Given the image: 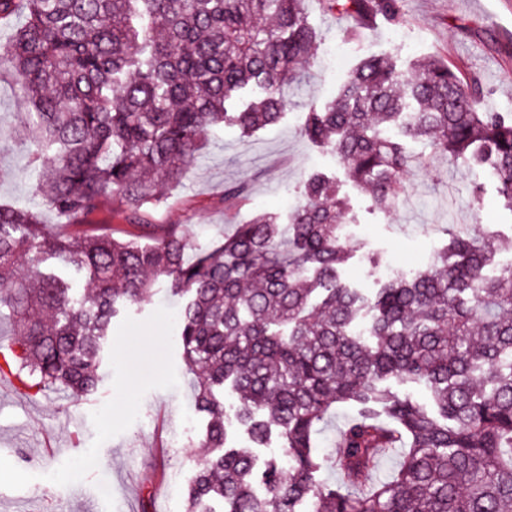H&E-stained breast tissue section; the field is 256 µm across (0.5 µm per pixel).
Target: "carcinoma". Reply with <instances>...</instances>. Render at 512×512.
<instances>
[{"label": "carcinoma", "instance_id": "1", "mask_svg": "<svg viewBox=\"0 0 512 512\" xmlns=\"http://www.w3.org/2000/svg\"><path fill=\"white\" fill-rule=\"evenodd\" d=\"M323 2L354 20L348 38L402 18L399 0ZM301 3L0 0L1 17H26L0 57L29 104L21 140L42 205L80 227L113 202L132 222L185 177L210 129L251 135L293 105L306 109L301 135L330 148L379 209L399 204L402 176L421 163L412 140L433 157L490 163L512 210V118L484 111L478 84L438 57L410 73L370 53L319 108L301 67L317 39ZM246 197V185L224 186V201ZM345 214L322 174L290 223L258 213L215 249L176 227L147 243L104 230L51 237L38 211L0 204V316L17 336L4 365L27 389L95 395L114 320L164 283L184 298L180 344L215 452L185 512H301L307 501L309 512H512V266L488 268L500 244L450 225L430 266L369 297L341 279ZM69 273L84 275L83 291ZM395 384L425 387L433 409ZM226 385L244 446H227ZM339 404L356 416L326 457L317 434ZM274 433L288 467L273 458L259 471L253 449ZM324 467L339 479L318 482Z\"/></svg>", "mask_w": 512, "mask_h": 512}]
</instances>
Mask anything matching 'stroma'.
<instances>
[{"mask_svg": "<svg viewBox=\"0 0 512 512\" xmlns=\"http://www.w3.org/2000/svg\"><path fill=\"white\" fill-rule=\"evenodd\" d=\"M404 21L379 24L344 39V19L322 0H303L319 36L310 66L312 96L325 101L369 51L393 52L402 68L439 55L465 79L474 77L488 112L512 115V0H400ZM28 103L10 77L0 78V202L38 205V179L27 147L12 131ZM305 117L286 110L254 135L220 125L182 182L150 206L146 223L177 225L203 246L223 243L258 212L289 219L303 180L321 170L335 177L356 227L346 270L356 287L379 288L388 263L426 268L450 224L512 239V212L484 167L436 158L405 176L409 193L386 212L348 180L331 152L300 134ZM243 182L248 199L227 206L225 185ZM178 303L166 288L131 306L112 330L98 393L73 403L66 392L21 394L0 377V512H184L202 466L204 424L195 410L194 377L177 338Z\"/></svg>", "mask_w": 512, "mask_h": 512, "instance_id": "1", "label": "stroma"}]
</instances>
